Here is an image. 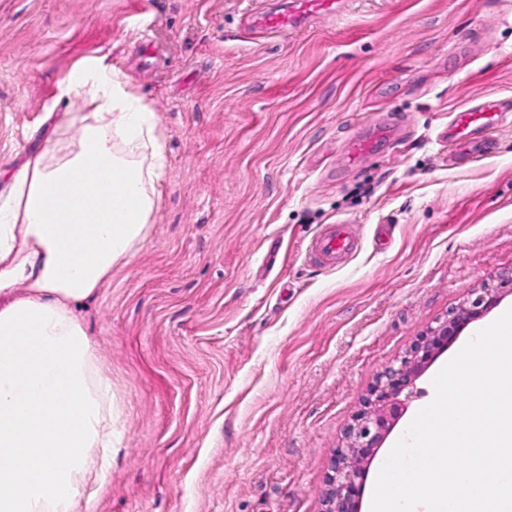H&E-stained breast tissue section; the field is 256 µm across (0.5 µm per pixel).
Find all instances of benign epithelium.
Here are the masks:
<instances>
[{"mask_svg":"<svg viewBox=\"0 0 512 512\" xmlns=\"http://www.w3.org/2000/svg\"><path fill=\"white\" fill-rule=\"evenodd\" d=\"M512 277L475 292L423 331L395 363L375 377L360 410L346 426L342 444L330 458L325 477L323 512H360L366 466L418 395L416 381L456 340L460 332L494 307Z\"/></svg>","mask_w":512,"mask_h":512,"instance_id":"7a95c632","label":"benign epithelium"}]
</instances>
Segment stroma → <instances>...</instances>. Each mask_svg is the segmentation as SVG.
Returning <instances> with one entry per match:
<instances>
[{"label":"stroma","instance_id":"35a3bbf8","mask_svg":"<svg viewBox=\"0 0 512 512\" xmlns=\"http://www.w3.org/2000/svg\"><path fill=\"white\" fill-rule=\"evenodd\" d=\"M288 2L0 0L1 165L80 108L71 75L98 65L153 109L168 158L155 224L81 311L117 411L92 512H322L376 374L512 274V125L477 163L439 141L456 110L512 101V0H341L251 29ZM339 221L357 251L310 262ZM449 359L367 467L361 512ZM337 1V0H336ZM335 0H293L290 9L284 12L267 13L257 16L251 25L269 33L287 30L301 15L313 13L331 14Z\"/></svg>","mask_w":512,"mask_h":512}]
</instances>
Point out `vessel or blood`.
<instances>
[{"mask_svg": "<svg viewBox=\"0 0 512 512\" xmlns=\"http://www.w3.org/2000/svg\"><path fill=\"white\" fill-rule=\"evenodd\" d=\"M335 0H292L288 10L257 16L254 28L279 33L287 30L294 20L309 13H332ZM512 103L496 98H486L455 113L449 120L442 137L453 151L465 152L482 158L490 152V131L502 122ZM357 247L351 225L333 224L315 240L309 256L323 266L336 265L346 254Z\"/></svg>", "mask_w": 512, "mask_h": 512, "instance_id": "1", "label": "vessel or blood"}]
</instances>
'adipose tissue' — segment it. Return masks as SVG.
Returning a JSON list of instances; mask_svg holds the SVG:
<instances>
[{
  "label": "adipose tissue",
  "mask_w": 512,
  "mask_h": 512,
  "mask_svg": "<svg viewBox=\"0 0 512 512\" xmlns=\"http://www.w3.org/2000/svg\"><path fill=\"white\" fill-rule=\"evenodd\" d=\"M77 112L0 166V512H79L112 461V381L81 310L154 224L167 157L117 70L75 72Z\"/></svg>",
  "instance_id": "obj_1"
}]
</instances>
